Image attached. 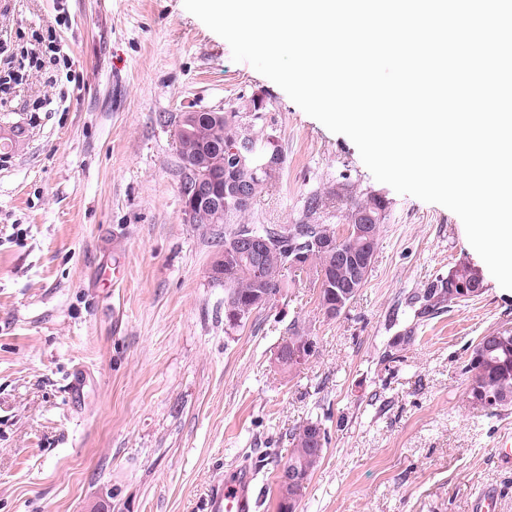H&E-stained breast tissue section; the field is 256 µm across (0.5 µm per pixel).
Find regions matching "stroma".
Instances as JSON below:
<instances>
[{
	"instance_id": "obj_1",
	"label": "stroma",
	"mask_w": 512,
	"mask_h": 512,
	"mask_svg": "<svg viewBox=\"0 0 512 512\" xmlns=\"http://www.w3.org/2000/svg\"><path fill=\"white\" fill-rule=\"evenodd\" d=\"M54 29L66 58L0 91V512H205L235 468L277 512L292 431L329 435L297 512H512V405L470 397L482 336L512 329L448 208L376 181L353 141L307 115L183 0H0L6 54ZM262 95L286 162L249 224H295L346 177L388 210L363 288L337 317L308 271L234 330L209 278L224 231L186 223L171 114ZM56 101L40 111L44 98ZM466 264L482 293L416 320L412 297ZM313 337L304 364L277 351ZM407 343H399L401 335Z\"/></svg>"
}]
</instances>
